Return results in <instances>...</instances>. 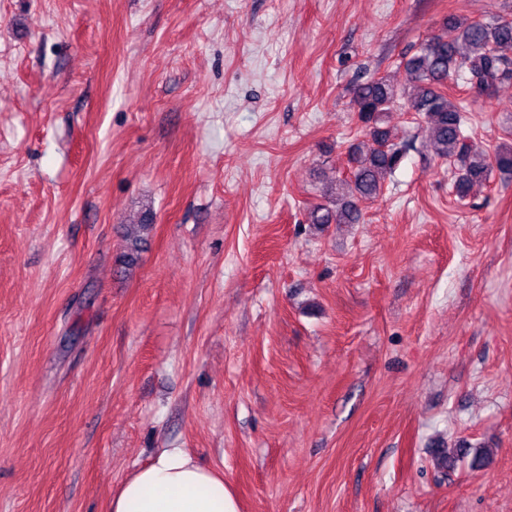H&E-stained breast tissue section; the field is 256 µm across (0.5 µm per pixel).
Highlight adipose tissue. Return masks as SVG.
Wrapping results in <instances>:
<instances>
[{
	"mask_svg": "<svg viewBox=\"0 0 512 512\" xmlns=\"http://www.w3.org/2000/svg\"><path fill=\"white\" fill-rule=\"evenodd\" d=\"M110 512H239L217 472L180 448L162 450L113 496Z\"/></svg>",
	"mask_w": 512,
	"mask_h": 512,
	"instance_id": "obj_1",
	"label": "adipose tissue"
}]
</instances>
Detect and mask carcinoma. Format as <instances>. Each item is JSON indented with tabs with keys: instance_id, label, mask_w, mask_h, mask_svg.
Listing matches in <instances>:
<instances>
[{
	"instance_id": "cac0c4a2",
	"label": "carcinoma",
	"mask_w": 512,
	"mask_h": 512,
	"mask_svg": "<svg viewBox=\"0 0 512 512\" xmlns=\"http://www.w3.org/2000/svg\"><path fill=\"white\" fill-rule=\"evenodd\" d=\"M408 88L399 89L383 77H370L356 85L352 105L358 112L368 143L347 148L349 174L338 181L336 192L310 212V223L356 224L361 206L377 199L384 180L403 161L407 143L394 141L383 115L404 100L407 111L419 117L420 132L429 140L434 156L453 164L456 193L464 197L476 184L485 183L493 170L512 174V149L494 156L479 151L464 134L462 108L448 96V80H462L479 94H489L512 81V20L496 17L469 20L450 17L440 33L421 43L402 61ZM148 217L126 227L129 241L122 263L135 265Z\"/></svg>"
}]
</instances>
